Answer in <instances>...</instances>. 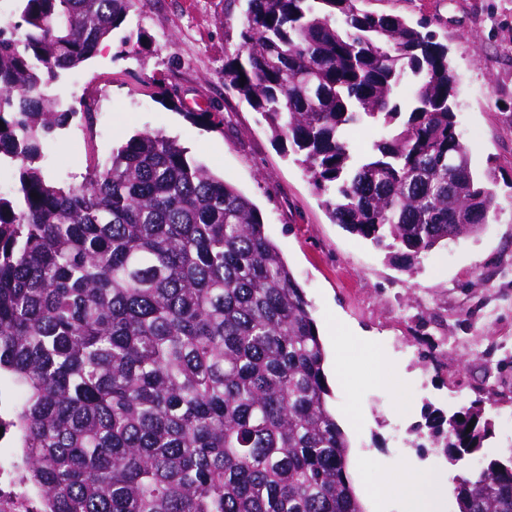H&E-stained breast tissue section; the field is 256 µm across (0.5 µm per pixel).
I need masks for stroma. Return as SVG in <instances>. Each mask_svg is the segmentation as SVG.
<instances>
[{"instance_id":"obj_1","label":"stroma","mask_w":512,"mask_h":512,"mask_svg":"<svg viewBox=\"0 0 512 512\" xmlns=\"http://www.w3.org/2000/svg\"><path fill=\"white\" fill-rule=\"evenodd\" d=\"M366 10L431 22L457 78L456 122L473 169H494L498 209L483 231L428 255L419 273L334 224L306 172L274 141L264 120L224 84L240 44L244 0H138L121 29L48 90L81 107L47 145L48 174L81 183L87 154L104 159L144 130L163 132L190 157L247 196L310 304L328 361L331 410L345 427L347 471L364 512H399L364 487L424 462L425 486L442 487L443 512H457V479L485 457L512 454V0H364ZM141 37L120 56L121 40ZM208 112V119L197 116ZM349 333L344 346L336 332ZM408 405L397 409L398 394ZM481 400L495 421L480 452L457 464L415 446L428 409L450 414Z\"/></svg>"}]
</instances>
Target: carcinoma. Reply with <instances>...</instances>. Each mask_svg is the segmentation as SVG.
<instances>
[{"label": "carcinoma", "instance_id": "1", "mask_svg": "<svg viewBox=\"0 0 512 512\" xmlns=\"http://www.w3.org/2000/svg\"><path fill=\"white\" fill-rule=\"evenodd\" d=\"M15 2L0 24V165L17 171L0 194V386L19 401L0 429L29 512H364L309 301L256 206L160 131L90 158L77 186L43 169L75 116L45 87L135 0ZM361 2L246 0L224 81L300 157L331 220L411 271L480 233L494 173L474 172L457 131L448 46ZM370 119L388 134L357 156ZM416 432L453 463L492 422L475 401ZM453 492L458 512H512V455Z\"/></svg>", "mask_w": 512, "mask_h": 512}]
</instances>
